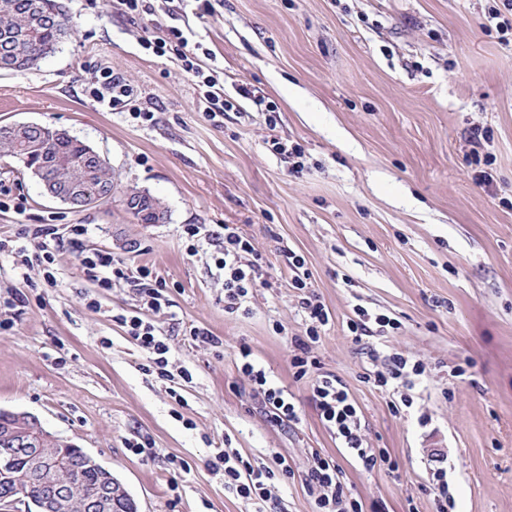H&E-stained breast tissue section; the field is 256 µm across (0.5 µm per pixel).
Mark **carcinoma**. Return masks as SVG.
Returning <instances> with one entry per match:
<instances>
[{"label": "carcinoma", "instance_id": "cac0c4a2", "mask_svg": "<svg viewBox=\"0 0 512 512\" xmlns=\"http://www.w3.org/2000/svg\"><path fill=\"white\" fill-rule=\"evenodd\" d=\"M56 8V0H0V59L10 58L17 64V70L33 68L47 57V50L53 49L70 36L67 22H56L48 13ZM90 151V146L75 137H66L52 125L44 126L34 145L20 150L17 162L39 182L62 186L71 181L75 169ZM105 190L117 189V183L106 159H101L88 185L90 192L99 187ZM148 213L143 210L131 212L139 224L154 222V213L165 212L162 202L155 196L147 204ZM45 454L71 457L76 450L59 439L49 438L42 444ZM78 483L83 496L97 494L106 480L103 471L96 467H83L70 472ZM40 498L41 488L29 471L28 461L21 454L12 455V463L0 468V500L20 494Z\"/></svg>", "mask_w": 512, "mask_h": 512}]
</instances>
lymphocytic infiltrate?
<instances>
[{
    "mask_svg": "<svg viewBox=\"0 0 512 512\" xmlns=\"http://www.w3.org/2000/svg\"><path fill=\"white\" fill-rule=\"evenodd\" d=\"M118 3L122 15L144 22L145 48L156 55L175 59L191 77L198 90L200 107L208 120H215L232 109V102L224 97L223 82L201 59L198 44L190 42L179 28H168L159 35L154 27L146 25V17L155 13L152 0H118ZM91 94L97 102L127 110L133 119L146 122L154 119L153 113L136 107L132 88L111 69L100 70ZM85 233L84 225L69 227V244L77 252L85 279L105 290L122 283L133 288L140 301L138 311L132 315H115L114 320L145 354L147 371L162 378L170 377V346L153 321L155 315L164 313L170 306V288L166 280L152 266H134L109 251L85 248L82 243ZM183 237L186 251L191 255L203 246H214V263L224 273V312L230 316L246 314L247 301L254 289L262 284L264 276L261 256L252 241L232 224H187L183 227ZM59 239L57 225L24 224L13 239H0V255L11 257L17 266L39 263L46 285L53 287L57 284L53 271L55 256L49 245ZM292 285L302 292L298 304L306 322L304 334L291 337L289 341L294 378L308 381L322 423L335 434L349 456L367 470L383 464L389 471H396L398 464L387 450L367 445L361 430L359 408L346 386L334 374L323 371L320 361L312 354L322 328L329 322L328 309L319 296L306 292L302 278H293ZM237 358L239 372L248 379L255 395L260 396L270 421L280 426L296 421L298 413L293 395L286 387L270 380L266 370L254 359L251 348L240 346ZM367 358L373 367L366 370L365 381L399 396L404 407H412L411 392L423 374L422 365L394 350L381 354L372 348ZM211 466L223 472L225 489L247 502L252 512H269L277 501L276 477L290 479L294 476L285 458H276L274 464L269 465L242 456L233 448L217 449ZM303 484L314 499L316 512H363L361 501L343 482L342 472L332 457L312 452Z\"/></svg>",
    "mask_w": 512,
    "mask_h": 512,
    "instance_id": "obj_1",
    "label": "lymphocytic infiltrate"
}]
</instances>
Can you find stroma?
Masks as SVG:
<instances>
[{
	"label": "stroma",
	"instance_id": "1",
	"mask_svg": "<svg viewBox=\"0 0 512 512\" xmlns=\"http://www.w3.org/2000/svg\"><path fill=\"white\" fill-rule=\"evenodd\" d=\"M62 3L72 37L37 68L0 73V124L68 130L168 216L134 223L118 193L69 209L5 158L0 185L27 202L24 215L0 211V239L22 223L86 225V247L152 265L172 285L177 318L224 345L171 337V360L192 379H161L113 320L137 309L132 288H95L66 246L54 251V288L38 268L7 262L0 297L20 288L30 305L17 319L0 306V320L14 321L0 332V409L36 415L96 458L138 512H248L209 466L226 444L269 464L287 458L295 477L275 512H315L302 483L315 451L336 459L363 512H435L440 468L454 512H512V39L479 26L494 0H216L203 17L186 0L157 19L201 43L221 71L233 107L216 123L178 62L146 50L140 25L113 0ZM106 66L155 123L92 99L94 73ZM273 135L301 146V171L271 152ZM476 156L490 161L492 184L478 180ZM186 224H234L252 240L266 284L249 315H225L224 277L209 251L187 254ZM290 251L331 314L314 354L397 472L344 456L307 383L292 376L287 340L304 320ZM358 305L400 323L373 345L425 367L409 411L393 410L363 379L367 357L346 326ZM243 344L294 395L298 421L267 419L237 368ZM133 442L151 456L133 453Z\"/></svg>",
	"mask_w": 512,
	"mask_h": 512
}]
</instances>
